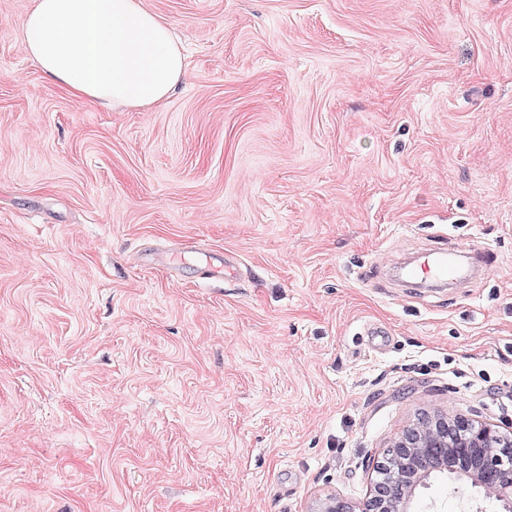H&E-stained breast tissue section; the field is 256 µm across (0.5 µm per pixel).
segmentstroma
<instances>
[{
  "label": "stroma",
  "mask_w": 512,
  "mask_h": 512,
  "mask_svg": "<svg viewBox=\"0 0 512 512\" xmlns=\"http://www.w3.org/2000/svg\"><path fill=\"white\" fill-rule=\"evenodd\" d=\"M30 3L0 0V512L359 504L419 411L512 422V0H144L189 69L141 111L62 95ZM473 239L486 274L397 279ZM187 246L236 277L145 264ZM191 253L201 256L202 264L206 266L207 272L212 278L228 279L236 274V263L233 261L219 258L206 252L191 251Z\"/></svg>",
  "instance_id": "stroma-1"
}]
</instances>
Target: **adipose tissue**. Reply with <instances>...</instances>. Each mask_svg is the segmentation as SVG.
<instances>
[{
    "label": "adipose tissue",
    "mask_w": 512,
    "mask_h": 512,
    "mask_svg": "<svg viewBox=\"0 0 512 512\" xmlns=\"http://www.w3.org/2000/svg\"><path fill=\"white\" fill-rule=\"evenodd\" d=\"M20 35L48 79L96 109L160 106L187 69L171 27L143 0H32Z\"/></svg>",
    "instance_id": "ef3b65f1"
}]
</instances>
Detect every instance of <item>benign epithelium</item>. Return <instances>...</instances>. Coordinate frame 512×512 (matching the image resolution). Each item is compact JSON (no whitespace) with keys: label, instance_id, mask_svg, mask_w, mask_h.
I'll return each instance as SVG.
<instances>
[{"label":"benign epithelium","instance_id":"benign-epithelium-1","mask_svg":"<svg viewBox=\"0 0 512 512\" xmlns=\"http://www.w3.org/2000/svg\"><path fill=\"white\" fill-rule=\"evenodd\" d=\"M391 472L371 484L362 504L338 494L316 500L314 512H413L429 478L444 472L512 512V436L489 421L450 410L423 412L403 427L376 464Z\"/></svg>","mask_w":512,"mask_h":512}]
</instances>
